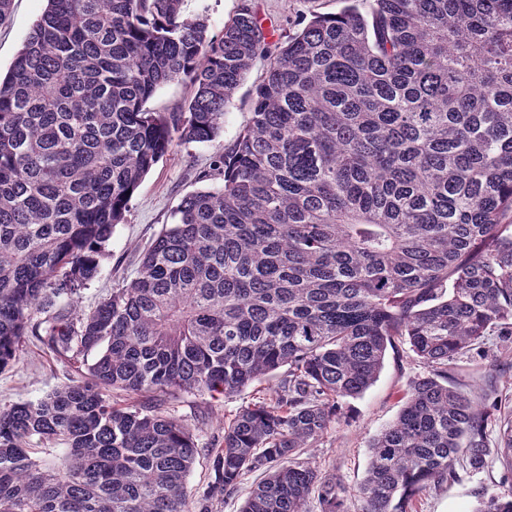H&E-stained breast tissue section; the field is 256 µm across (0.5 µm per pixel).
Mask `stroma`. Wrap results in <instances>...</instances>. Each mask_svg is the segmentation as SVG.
Wrapping results in <instances>:
<instances>
[{
    "instance_id": "stroma-1",
    "label": "stroma",
    "mask_w": 512,
    "mask_h": 512,
    "mask_svg": "<svg viewBox=\"0 0 512 512\" xmlns=\"http://www.w3.org/2000/svg\"><path fill=\"white\" fill-rule=\"evenodd\" d=\"M249 4L266 31L270 42L285 41L299 23L315 13L341 9L340 0H185L186 14H206L211 36L221 35L225 22L236 15L242 4ZM45 0H14L9 23L0 25V70H7L29 32L45 8ZM265 62H256L235 93L224 114V130L218 143H178L151 170L129 203L121 224L116 225L105 248L98 276L80 294L79 305L88 310L109 295L122 279L132 278L135 254L147 248L171 212L190 192L200 189L199 172L208 169L218 145L230 144L250 117V92L263 78ZM407 344L388 351L376 382L361 395L342 400V412L316 447L307 455L325 475L340 479L346 487L345 512H361L362 501L356 490L370 460V442L395 420L401 396L409 380L423 373ZM71 368L58 362L35 340H27L20 359L0 372V404L35 401L68 382ZM269 377L230 397L179 391L163 395V411L187 424L199 447L221 438L225 422L243 407L255 402L261 392L274 386ZM496 457H489L484 469L460 470L457 481L417 493L409 512H471L479 494L505 492L512 481Z\"/></svg>"
}]
</instances>
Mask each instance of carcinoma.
Returning <instances> with one entry per match:
<instances>
[{"instance_id":"1","label":"carcinoma","mask_w":512,"mask_h":512,"mask_svg":"<svg viewBox=\"0 0 512 512\" xmlns=\"http://www.w3.org/2000/svg\"><path fill=\"white\" fill-rule=\"evenodd\" d=\"M208 29L183 0H47L0 76V371L28 336L77 366L0 407V512H190L200 455L214 481L197 512L257 471L241 512H345L304 454L397 336L427 374L370 444L362 512H407L461 458L511 473L512 417L489 448L490 413L455 373L487 337L512 342V0H353L273 50L247 6ZM257 59L215 184L79 309L142 179L175 143L217 140ZM175 80L185 110H147ZM275 374L203 450L152 401L109 399ZM472 512H512V491ZM211 480V471L208 462L200 455L190 473L187 481V495L189 507L194 508L196 493L202 491Z\"/></svg>"}]
</instances>
